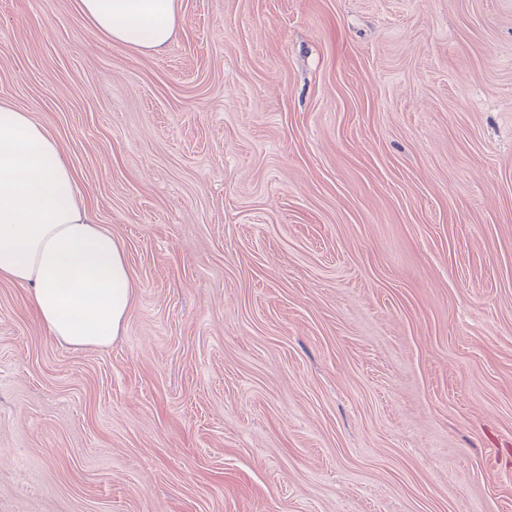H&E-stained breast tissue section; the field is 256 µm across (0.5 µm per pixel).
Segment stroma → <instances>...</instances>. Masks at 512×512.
<instances>
[{"instance_id": "stroma-1", "label": "stroma", "mask_w": 512, "mask_h": 512, "mask_svg": "<svg viewBox=\"0 0 512 512\" xmlns=\"http://www.w3.org/2000/svg\"><path fill=\"white\" fill-rule=\"evenodd\" d=\"M0 100L138 284L82 349L0 281V512H512V0H0ZM178 0H78L83 20L113 42L160 50L175 33Z\"/></svg>"}]
</instances>
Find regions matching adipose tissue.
<instances>
[{"label":"adipose tissue","instance_id":"ef3b65f1","mask_svg":"<svg viewBox=\"0 0 512 512\" xmlns=\"http://www.w3.org/2000/svg\"><path fill=\"white\" fill-rule=\"evenodd\" d=\"M83 20L113 42L164 48L177 0H78ZM0 280L29 287L59 344L99 348L119 336L137 284L122 242L99 224L57 140L31 113L0 101Z\"/></svg>","mask_w":512,"mask_h":512}]
</instances>
